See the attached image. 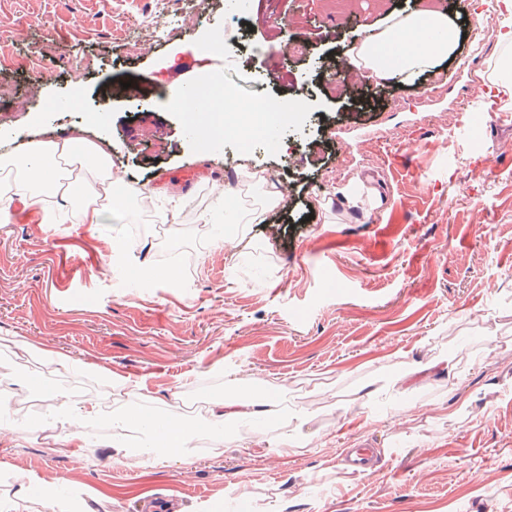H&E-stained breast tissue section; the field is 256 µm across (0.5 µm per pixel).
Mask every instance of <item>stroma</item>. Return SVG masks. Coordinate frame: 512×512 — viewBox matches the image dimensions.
Returning <instances> with one entry per match:
<instances>
[{"label":"stroma","instance_id":"35a3bbf8","mask_svg":"<svg viewBox=\"0 0 512 512\" xmlns=\"http://www.w3.org/2000/svg\"><path fill=\"white\" fill-rule=\"evenodd\" d=\"M481 2L446 0L460 29L448 60L336 87L356 38L426 0L344 13L326 0H0V155L81 128L111 141L128 203L94 227L56 223L52 202L37 223L13 207L0 223V358L30 362L24 391L0 386V498L14 512H46L17 495L21 473L60 485L66 512H512V99L490 80L512 14L480 21ZM479 21L486 45L465 56ZM291 39L302 52L268 56ZM193 57L196 80L234 100L305 109L275 136L200 148L169 104ZM126 81L137 95L115 92ZM76 93L87 111H72ZM188 165L207 172L191 188L173 177ZM266 182L283 199L249 223ZM163 249L191 267L165 276ZM53 352L89 367L58 371ZM448 354L453 372L369 390ZM267 379L304 423L213 434V401L262 397ZM59 388L115 416L197 423L210 446L162 463L119 454L105 420L70 454ZM366 441L375 466L353 472L347 452Z\"/></svg>","mask_w":512,"mask_h":512}]
</instances>
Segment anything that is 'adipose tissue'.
Instances as JSON below:
<instances>
[{
	"mask_svg": "<svg viewBox=\"0 0 512 512\" xmlns=\"http://www.w3.org/2000/svg\"><path fill=\"white\" fill-rule=\"evenodd\" d=\"M458 41V28L447 14L424 10L390 18L378 33L362 38L349 57L351 66L366 69L379 79L395 74H418L449 57ZM85 160L83 182L85 192L75 196L62 173L61 162L75 156ZM0 169L13 173L6 192L28 206L41 208L46 198H53L59 209H77L81 223L100 224L106 215L121 216L124 200L112 190L110 146L86 141L82 133L60 140L29 141L13 152L0 156ZM215 420L222 428H230L244 420L273 421L285 412L271 396L260 399L243 396L229 401H215ZM136 424L139 437L137 450L156 462L175 456L188 457L198 426L180 420H169L165 431H157L148 419L131 420L130 416L113 417L112 428L119 431Z\"/></svg>",
	"mask_w": 512,
	"mask_h": 512,
	"instance_id": "obj_1",
	"label": "adipose tissue"
}]
</instances>
